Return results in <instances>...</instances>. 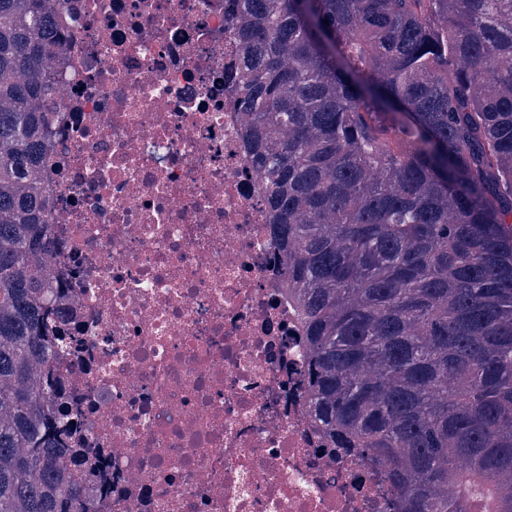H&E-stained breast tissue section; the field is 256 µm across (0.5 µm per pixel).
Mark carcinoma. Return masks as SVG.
Segmentation results:
<instances>
[{
    "mask_svg": "<svg viewBox=\"0 0 512 512\" xmlns=\"http://www.w3.org/2000/svg\"><path fill=\"white\" fill-rule=\"evenodd\" d=\"M66 0H0V512H99L50 413L43 139ZM331 448L403 512H512V0H224Z\"/></svg>",
    "mask_w": 512,
    "mask_h": 512,
    "instance_id": "cac0c4a2",
    "label": "carcinoma"
}]
</instances>
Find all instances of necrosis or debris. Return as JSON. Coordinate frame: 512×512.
Returning a JSON list of instances; mask_svg holds the SVG:
<instances>
[{
	"mask_svg": "<svg viewBox=\"0 0 512 512\" xmlns=\"http://www.w3.org/2000/svg\"><path fill=\"white\" fill-rule=\"evenodd\" d=\"M44 146L54 364L101 512H400L325 446L250 159L224 0H66Z\"/></svg>",
	"mask_w": 512,
	"mask_h": 512,
	"instance_id": "necrosis-or-debris-1",
	"label": "necrosis or debris"
}]
</instances>
